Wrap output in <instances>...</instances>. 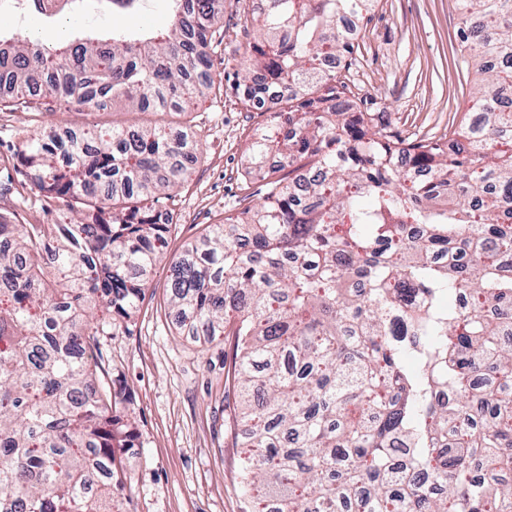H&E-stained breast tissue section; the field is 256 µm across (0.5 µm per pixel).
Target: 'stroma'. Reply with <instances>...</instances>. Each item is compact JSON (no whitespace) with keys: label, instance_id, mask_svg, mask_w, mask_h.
Segmentation results:
<instances>
[{"label":"stroma","instance_id":"35a3bbf8","mask_svg":"<svg viewBox=\"0 0 512 512\" xmlns=\"http://www.w3.org/2000/svg\"><path fill=\"white\" fill-rule=\"evenodd\" d=\"M251 0H224V38L212 50V89L195 111L128 112L121 106L75 112L48 99L26 108L0 107V212L16 223L44 220L36 189L14 155L23 133L47 124H165L192 136L196 160L185 178L155 200L171 220L167 259L152 272L132 316L100 337L99 374L123 397L135 437L125 464L132 512H249L241 491L237 404L224 384L233 340L195 336L168 308L170 266L204 228L263 202L266 163L250 158L254 142L273 133L268 113L244 105L236 90L243 48L252 41ZM165 0H144L136 15L115 16L96 5L80 16L31 14L26 30L59 47L77 27L166 30ZM457 0H375L359 21L360 47L341 75L360 100L399 138H451L473 105L480 81L468 68L458 36Z\"/></svg>","mask_w":512,"mask_h":512}]
</instances>
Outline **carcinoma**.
Listing matches in <instances>:
<instances>
[{
  "instance_id": "cac0c4a2",
  "label": "carcinoma",
  "mask_w": 512,
  "mask_h": 512,
  "mask_svg": "<svg viewBox=\"0 0 512 512\" xmlns=\"http://www.w3.org/2000/svg\"><path fill=\"white\" fill-rule=\"evenodd\" d=\"M166 2L164 34L83 30L60 53L0 35V104L189 110L212 87L224 0ZM373 2L268 0L251 16L237 91L247 105L288 90L252 145L280 164L263 205L172 264L169 302L183 325L234 338L257 512H512V315L494 314L512 311V0H458L480 125L449 143L395 137L337 80L330 63L354 50L337 22ZM14 157L50 220L0 213V512H112L130 502L128 430L97 341L165 259L169 225L146 201L194 156L163 126L92 125L41 127ZM302 159L311 205L277 176Z\"/></svg>"
}]
</instances>
